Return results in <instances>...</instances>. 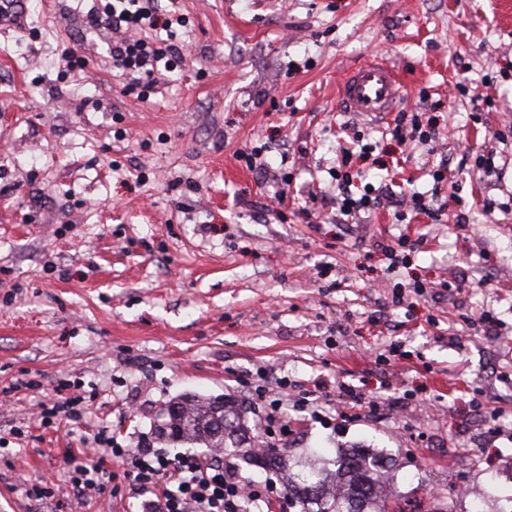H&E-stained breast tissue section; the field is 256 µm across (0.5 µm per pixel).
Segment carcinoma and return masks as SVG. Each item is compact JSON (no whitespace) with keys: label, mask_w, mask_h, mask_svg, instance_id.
<instances>
[{"label":"carcinoma","mask_w":512,"mask_h":512,"mask_svg":"<svg viewBox=\"0 0 512 512\" xmlns=\"http://www.w3.org/2000/svg\"><path fill=\"white\" fill-rule=\"evenodd\" d=\"M178 412L177 429H155L157 438L173 444H202L207 448H241L245 435L239 413L225 400L197 403L170 401L165 409ZM389 458L353 451L337 460L338 487L328 485V476L314 465L288 463V498L300 512H389L390 497L380 496L381 470Z\"/></svg>","instance_id":"obj_1"}]
</instances>
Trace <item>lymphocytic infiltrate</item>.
Listing matches in <instances>:
<instances>
[{
  "mask_svg": "<svg viewBox=\"0 0 512 512\" xmlns=\"http://www.w3.org/2000/svg\"><path fill=\"white\" fill-rule=\"evenodd\" d=\"M87 17L90 28L118 33V40L109 50L112 67L131 76L133 88L155 89L163 72L175 70L183 58L177 29L185 25L186 19L172 15L158 0H98ZM384 132L394 140L423 145L434 144L439 138L432 115L425 118L418 112L397 113ZM350 141V146L340 147L336 164L328 171L341 215L357 217L362 211L378 207L381 197L395 195L400 206L395 215L397 221L422 215L434 221L442 219L443 209L432 193L404 188L396 192L384 185L355 192L357 180L363 179L365 173L356 169L353 161L372 156L374 146L358 130ZM95 442L101 447L97 461L73 471L71 483L77 498L102 490L100 478L116 458L139 489L153 494L154 512H253L260 500L259 494L247 491L233 462L186 453L171 459L152 448H112L101 434Z\"/></svg>",
  "mask_w": 512,
  "mask_h": 512,
  "instance_id": "obj_1",
  "label": "lymphocytic infiltrate"
}]
</instances>
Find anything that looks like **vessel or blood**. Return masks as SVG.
Returning <instances> with one entry per match:
<instances>
[{
    "label": "vessel or blood",
    "mask_w": 512,
    "mask_h": 512,
    "mask_svg": "<svg viewBox=\"0 0 512 512\" xmlns=\"http://www.w3.org/2000/svg\"><path fill=\"white\" fill-rule=\"evenodd\" d=\"M340 93L349 111L388 112L400 96L401 84L395 66L375 58L348 73Z\"/></svg>",
    "instance_id": "b4317fda"
}]
</instances>
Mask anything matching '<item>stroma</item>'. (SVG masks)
Returning <instances> with one entry per match:
<instances>
[{
	"label": "stroma",
	"mask_w": 512,
	"mask_h": 512,
	"mask_svg": "<svg viewBox=\"0 0 512 512\" xmlns=\"http://www.w3.org/2000/svg\"><path fill=\"white\" fill-rule=\"evenodd\" d=\"M172 3L184 57L145 100L112 69V33L88 27L91 0H33L0 28V389L27 383L0 407V512H141L117 461L102 493L77 500L65 449L92 463L100 432L139 447L186 395L234 401L261 435L262 374L295 386L274 426L290 455L381 451L404 510L512 512V440L487 442L489 411L512 423V0ZM73 54L85 65L71 71ZM375 56L401 74L397 110L428 109L424 90L446 99L435 148L342 109L344 75ZM346 124L419 190L446 163L438 202L466 224L407 225L386 202L340 215L328 170ZM261 144L257 174L236 153ZM489 150L492 177L472 169ZM402 233L420 245L392 269L381 247ZM415 279L456 289L393 305ZM487 307L492 336L477 322ZM393 344L408 358L374 364ZM342 381L377 409L343 419ZM310 394L316 419L298 406ZM60 395L81 408L74 432L42 414ZM236 461L272 512H299L278 472Z\"/></svg>",
	"instance_id": "obj_1"
}]
</instances>
